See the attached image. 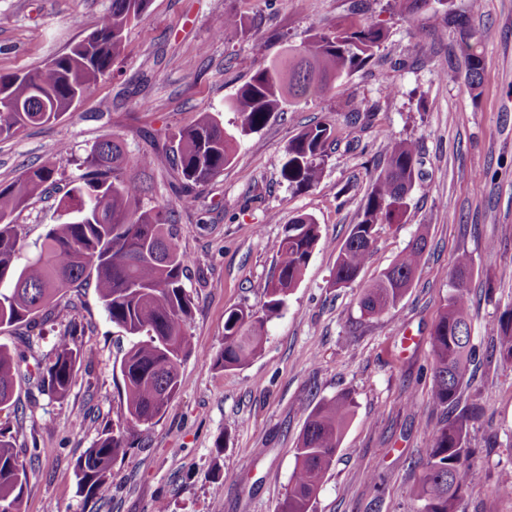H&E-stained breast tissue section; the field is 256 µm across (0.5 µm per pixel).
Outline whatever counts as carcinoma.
<instances>
[{"label": "carcinoma", "mask_w": 512, "mask_h": 512, "mask_svg": "<svg viewBox=\"0 0 512 512\" xmlns=\"http://www.w3.org/2000/svg\"><path fill=\"white\" fill-rule=\"evenodd\" d=\"M149 4L150 0H111L90 38L41 68L0 74V137L52 124L80 103L112 74L128 27L144 16ZM460 27L465 30L461 42L467 77L477 87L483 59L472 43L474 34L466 30L465 22ZM228 30H246L244 18L233 10L224 13L216 35ZM384 39L383 27L372 21L324 27L290 50L287 58L258 68L225 102L224 108L237 115L235 131H227L215 111L202 112L195 123L166 133L169 160L182 192L180 204L190 205V189L208 184L224 171L238 137L258 132L274 113L296 101L336 89L371 62ZM334 141V130L326 124L302 130L288 144L282 178L298 189L318 183ZM154 162L153 153L128 157L118 138L105 136L82 156L61 147L40 166L0 184V328L32 332L46 321V308L60 303L70 289L91 285L108 319L137 338L121 362L125 420L117 430L104 433L75 466L78 487L91 500L110 492L112 465L126 453L128 438L161 416L176 396L179 363L193 350L188 326L194 303L183 282L190 259L177 244L173 209L168 203L146 207L143 198L149 185L127 179L129 165L148 169ZM67 165L76 166L79 174L61 188L56 175ZM419 180L416 144L388 141L385 166L336 259L333 286L344 288L357 279L371 258L377 226L401 221ZM50 191L58 194L56 221L37 252L24 259V236L13 215L32 197ZM320 239L319 224L309 216L285 226L277 244V271L264 286L261 309H232L225 314L224 348L215 358L217 365L239 367L261 353L266 323L298 286ZM425 247L426 237L420 234L363 290L361 313L381 315L396 308L412 286ZM471 270L472 259L459 256L452 292L430 335L431 398L443 419L427 453L425 474L412 491L418 512H459L468 476L464 466L469 415L463 411L450 418L448 408L459 403L474 362L468 298ZM496 333L492 351L500 361L512 363V318H500ZM68 336L36 360L38 393L63 399L70 391L84 352L75 339L77 326ZM25 363L24 353L0 343V408L12 403L16 376ZM353 414L354 401L347 394L324 400L310 412L296 448L288 492L276 512H310ZM27 482L21 452L0 430V512H22Z\"/></svg>", "instance_id": "obj_1"}]
</instances>
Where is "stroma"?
I'll use <instances>...</instances> for the list:
<instances>
[{
  "label": "stroma",
  "instance_id": "obj_1",
  "mask_svg": "<svg viewBox=\"0 0 512 512\" xmlns=\"http://www.w3.org/2000/svg\"><path fill=\"white\" fill-rule=\"evenodd\" d=\"M356 0H151L127 31L110 77L58 122L0 138V182L16 180L65 145L76 155L107 133L129 156L150 151L147 133L192 124L222 110L253 71L281 58L329 23L353 20ZM387 39L341 90L274 113L241 138L221 175L176 208L178 244L192 259L193 351L163 415L131 439L112 466L108 497L86 499L76 460L126 414L120 364L132 339L108 319L94 288L71 289L54 307L33 354L51 349L70 322L87 357L65 399L17 387L0 428L17 447L43 448L27 461L25 512H275L294 469L309 412L347 393L354 400L332 467L311 512H416L413 485L440 425L431 402L430 333L448 299L458 255L473 259L471 339L476 362L462 388L473 407L466 438L475 478L460 512H512L496 485L512 473V364L487 360L500 317L512 311V0H426L410 14L390 0H363ZM110 0H0V74L42 67L93 32ZM247 31L216 37L225 11ZM480 40L481 84L471 88L455 17ZM429 34L421 38L419 27ZM368 110L353 118L348 103ZM326 123L336 140L321 180L308 189L281 176L289 141ZM419 146L421 179L401 222L378 228L355 282L331 285L336 257L379 171L388 140ZM308 215L328 247H316L304 276L266 325L248 364H214L224 315L260 309L278 261L283 227ZM54 199L34 198L13 220L34 251L53 223ZM427 244L413 285L389 313L361 317L363 288L418 234Z\"/></svg>",
  "mask_w": 512,
  "mask_h": 512
}]
</instances>
